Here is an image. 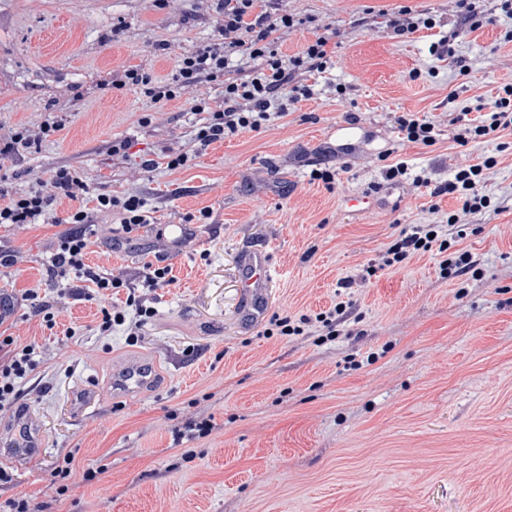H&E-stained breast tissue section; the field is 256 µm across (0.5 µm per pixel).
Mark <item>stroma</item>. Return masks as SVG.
<instances>
[{
    "label": "stroma",
    "instance_id": "1",
    "mask_svg": "<svg viewBox=\"0 0 512 512\" xmlns=\"http://www.w3.org/2000/svg\"><path fill=\"white\" fill-rule=\"evenodd\" d=\"M402 5L427 10L434 27L393 37L386 15ZM283 6L300 24L281 31V51L296 54L313 26L327 25L335 68L304 74L314 95L286 115L170 171L164 153L193 146V97L222 101L223 85L154 104L109 84L130 67L170 74L213 39V0H0V135L37 129L49 112L67 119L40 150L0 163V187L22 192L66 168L87 180L90 209L111 193L139 196L164 225L210 212L182 246L163 248L148 226L112 252L92 250L89 264L128 282L101 305L82 300V280L49 281L61 226H0V246L19 255L0 277L15 302L0 326L42 351L17 400L37 426L39 455L31 467L0 455L12 476L0 502L24 498L45 512H512V147H460L446 134L449 113L490 102L512 80V43L501 40L512 20L477 30L439 61L429 47L456 28L454 0ZM402 112L433 122L436 144L403 142ZM118 140L130 141L127 154H113ZM391 148L436 185L496 157L484 192L503 211L468 216L456 241L473 256L469 272L441 278L432 250L358 280L402 231L447 223L458 207L411 179L387 180ZM147 159L157 160L153 171ZM315 168L334 172L333 189L311 180ZM264 244L279 270L268 314L351 303L335 341L268 337L262 323L242 320L240 259ZM157 256L175 281L153 292L138 341L123 325L101 335V306L124 307ZM348 276L354 284L341 287ZM31 288L56 302L54 328L22 301ZM135 358L154 367L157 385L114 393L113 372ZM72 394L89 396L92 410L71 406ZM205 419L209 435L179 438ZM68 453L77 468L105 471L61 497L52 472Z\"/></svg>",
    "mask_w": 512,
    "mask_h": 512
}]
</instances>
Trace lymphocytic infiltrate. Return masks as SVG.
Segmentation results:
<instances>
[{
	"instance_id": "lymphocytic-infiltrate-1",
	"label": "lymphocytic infiltrate",
	"mask_w": 512,
	"mask_h": 512,
	"mask_svg": "<svg viewBox=\"0 0 512 512\" xmlns=\"http://www.w3.org/2000/svg\"><path fill=\"white\" fill-rule=\"evenodd\" d=\"M283 0H215V11L221 20L216 40L199 45L190 54L180 57L166 79H159L136 68L126 69L127 84L139 87L153 103L167 102L180 97L197 83L218 81L224 85V101L212 105L210 98H194L192 112L204 115L197 128V147L193 152H171L166 156L169 170H180L194 165L211 144L238 135L245 130L257 131L263 121L269 120L271 110L286 113L289 106L309 99L312 90L301 82V75L334 67L327 51L329 33H314L313 37L293 56L279 50V33L294 27L296 20L282 7ZM459 25L453 38L493 24L497 15L512 18V0H499L496 9H487L484 0H455ZM256 62L253 74L242 75L243 62ZM64 123L55 115H47L38 132L17 127L8 137H0V160L4 161L41 146L44 139L63 130ZM512 131V82L499 88L494 100L487 103L479 121L469 119L467 111L455 113L448 121V132L461 147L497 142L499 150L507 145L501 140L504 131ZM493 159L455 169L448 182L432 185L428 177L415 176L416 185L431 188L433 196L449 195L459 202L458 210L449 212V225L459 224L463 216L486 212L499 213L483 192L487 170L494 167ZM88 192L83 177L67 169L56 170L49 178L38 181L28 192L6 195L0 189V224H59L67 229L55 239L48 273L52 281L63 282L77 277L90 282L85 299L98 302L108 291L125 287V280L111 272L91 267L87 255L92 244L91 226L94 214L78 208L59 216L58 200H76ZM97 210L116 213L120 219V234L132 233L150 224L151 218L142 201L134 195L123 197L108 193L98 194ZM440 228L435 224H418L401 235L382 253L377 265L367 266L366 274L376 268L393 267L408 262L414 256L438 249L442 258L439 269L442 277L454 278L473 269L469 252L453 249L451 242H433ZM345 303L314 315L276 314L269 320L264 333L268 336H318L334 338L337 326L347 317ZM41 351L38 344L22 343L13 336L0 335V411L13 408L19 385L36 370Z\"/></svg>"
}]
</instances>
